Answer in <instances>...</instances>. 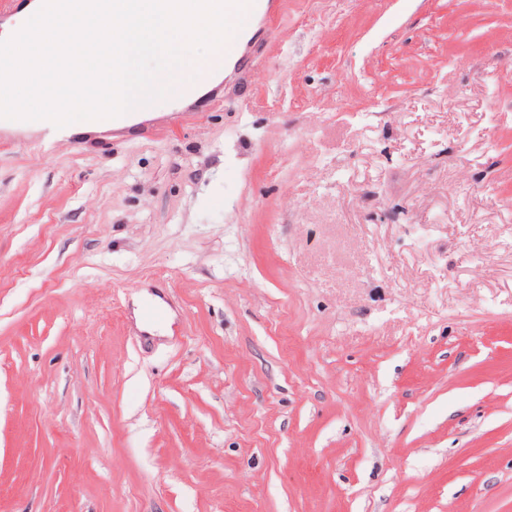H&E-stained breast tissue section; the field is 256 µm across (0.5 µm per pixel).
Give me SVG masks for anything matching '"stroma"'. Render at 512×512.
<instances>
[{
    "label": "stroma",
    "instance_id": "stroma-1",
    "mask_svg": "<svg viewBox=\"0 0 512 512\" xmlns=\"http://www.w3.org/2000/svg\"><path fill=\"white\" fill-rule=\"evenodd\" d=\"M278 2L155 135L0 133V512H512V0Z\"/></svg>",
    "mask_w": 512,
    "mask_h": 512
}]
</instances>
